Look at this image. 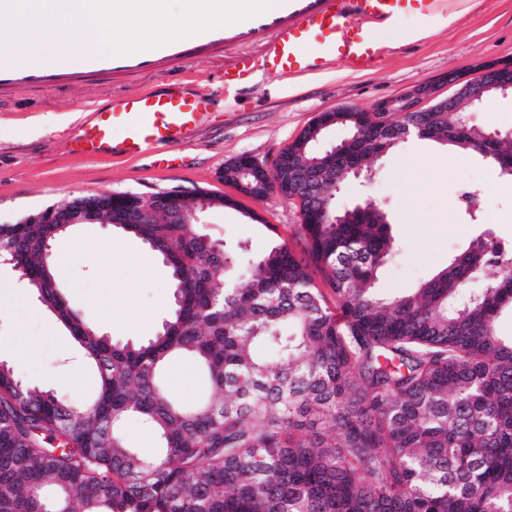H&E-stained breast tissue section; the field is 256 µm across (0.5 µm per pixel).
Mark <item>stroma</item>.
Masks as SVG:
<instances>
[{"label": "stroma", "instance_id": "35a3bbf8", "mask_svg": "<svg viewBox=\"0 0 512 512\" xmlns=\"http://www.w3.org/2000/svg\"><path fill=\"white\" fill-rule=\"evenodd\" d=\"M428 26L427 36L381 42L378 58L366 70L336 61L318 72L284 77L259 69L260 40L208 44L190 36L173 43L167 59L147 51L140 53V65L87 72L73 70L70 57L47 47V64H33L26 77L0 84V224L68 196L201 188L238 201L207 213L204 233L232 249L244 245L246 258H256L270 241L293 240L299 209L276 195L261 200L239 195L219 179L225 163L247 154L273 166L320 112L369 111L422 83L436 84L446 97L454 92L447 74L471 77L483 63L512 60V0H458L449 19ZM242 58L254 62L255 70L245 81L225 84V70ZM169 88L202 94L209 102L201 124L182 142L136 156L82 151L95 111L130 94ZM442 152L427 139L398 143L378 161L366 187L350 184L339 198L349 206L368 195L392 217L400 251L378 273L380 295L417 287L481 232L512 244V178L469 155L441 162ZM467 188L483 197L477 224L469 223L461 205ZM72 233L84 244L57 273L67 301L112 342L153 338L175 308L162 257L109 224H84ZM1 281L25 307L19 313L0 302V359H11V334L20 330L34 347L33 358L17 370L23 382L53 390L71 404L94 396L97 372L56 316L25 288L12 265L0 264Z\"/></svg>", "mask_w": 512, "mask_h": 512}]
</instances>
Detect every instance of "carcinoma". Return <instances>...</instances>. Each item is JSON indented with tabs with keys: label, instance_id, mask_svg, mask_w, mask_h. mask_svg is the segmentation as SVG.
<instances>
[{
	"label": "carcinoma",
	"instance_id": "obj_1",
	"mask_svg": "<svg viewBox=\"0 0 512 512\" xmlns=\"http://www.w3.org/2000/svg\"><path fill=\"white\" fill-rule=\"evenodd\" d=\"M378 116L334 114L344 158L315 150L314 126L289 146V169L316 188L292 245L246 261L192 222L117 225L162 256L175 288L171 318L143 343H112L64 299L46 250L70 226L0 224L5 257L98 373L75 406L0 360V512H512V335L498 327L512 246L480 234L382 298L388 214L369 199L334 213L346 170L371 171L408 128L508 176L512 138L465 112H393L386 134ZM230 204L208 191L183 208ZM486 267L495 277L473 287ZM183 358L209 382L194 403L164 379ZM131 417L158 435L154 453L126 445Z\"/></svg>",
	"mask_w": 512,
	"mask_h": 512
}]
</instances>
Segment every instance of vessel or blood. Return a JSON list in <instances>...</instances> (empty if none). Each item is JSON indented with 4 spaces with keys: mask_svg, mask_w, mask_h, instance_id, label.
<instances>
[{
    "mask_svg": "<svg viewBox=\"0 0 512 512\" xmlns=\"http://www.w3.org/2000/svg\"><path fill=\"white\" fill-rule=\"evenodd\" d=\"M450 9V0H283L280 8L254 17L253 27L272 33L264 48L267 73L318 71L334 61L363 70L377 55L366 20L434 19ZM206 107L205 96L179 92L124 97L112 111L97 113L84 134L85 150L136 155L176 144Z\"/></svg>",
    "mask_w": 512,
    "mask_h": 512,
    "instance_id": "obj_1",
    "label": "vessel or blood"
}]
</instances>
